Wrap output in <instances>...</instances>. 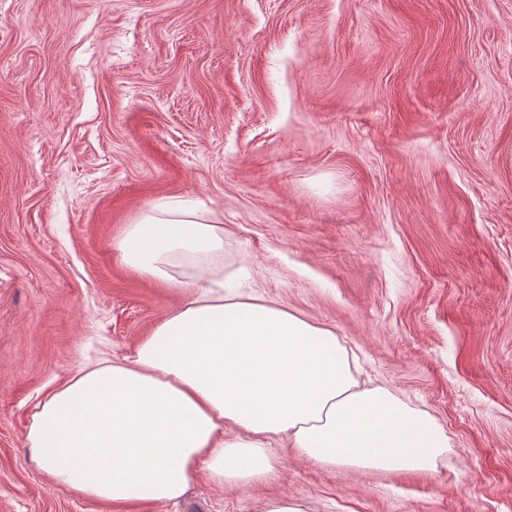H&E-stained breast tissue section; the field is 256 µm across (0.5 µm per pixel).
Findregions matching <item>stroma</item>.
Returning a JSON list of instances; mask_svg holds the SVG:
<instances>
[{
    "instance_id": "1",
    "label": "stroma",
    "mask_w": 512,
    "mask_h": 512,
    "mask_svg": "<svg viewBox=\"0 0 512 512\" xmlns=\"http://www.w3.org/2000/svg\"><path fill=\"white\" fill-rule=\"evenodd\" d=\"M512 0H0V512H512ZM224 226V285L331 329L427 411L437 472L200 475L165 506L51 481L27 437L182 296L118 248L162 201Z\"/></svg>"
}]
</instances>
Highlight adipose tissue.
<instances>
[{
  "label": "adipose tissue",
  "instance_id": "obj_1",
  "mask_svg": "<svg viewBox=\"0 0 512 512\" xmlns=\"http://www.w3.org/2000/svg\"><path fill=\"white\" fill-rule=\"evenodd\" d=\"M120 249L187 302L133 356L80 369L43 402L28 443L57 484L163 505L183 498L202 469L222 488L274 478L275 438L325 467L436 471L449 443L428 412L360 383L330 329L225 287L216 212L156 204Z\"/></svg>",
  "mask_w": 512,
  "mask_h": 512
}]
</instances>
